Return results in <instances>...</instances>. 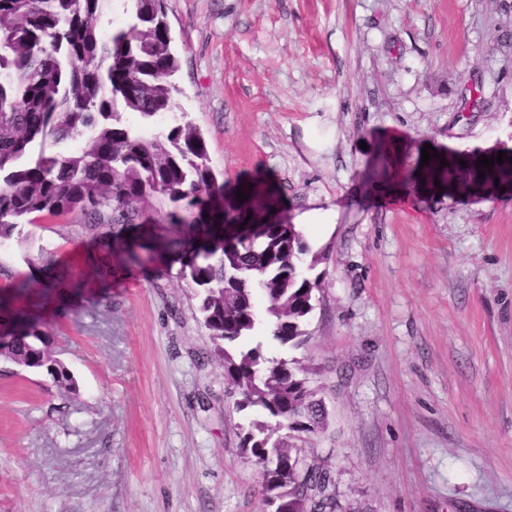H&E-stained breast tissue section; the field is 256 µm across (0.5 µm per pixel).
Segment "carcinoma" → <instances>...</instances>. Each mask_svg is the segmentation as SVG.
I'll use <instances>...</instances> for the list:
<instances>
[{
	"instance_id": "1",
	"label": "carcinoma",
	"mask_w": 512,
	"mask_h": 512,
	"mask_svg": "<svg viewBox=\"0 0 512 512\" xmlns=\"http://www.w3.org/2000/svg\"><path fill=\"white\" fill-rule=\"evenodd\" d=\"M130 20L111 32V0H0V241L20 221L80 212L82 230L102 242L97 276L112 277V256L138 266L177 260L200 289V313L238 395L254 408L243 448L257 467L274 512H338L330 470L299 458L296 441L325 428L322 401L298 362L269 357L260 336L302 346L318 282L297 270L302 231L282 222L263 194L224 198L205 139L190 122L148 137L123 114L150 122L173 112L180 60L165 35L158 0H125ZM79 141L47 153V140ZM416 168L414 185L430 190H496L512 181V162L483 167L450 154ZM466 165H461L460 161ZM484 176H479V173ZM439 183H434V180ZM168 203L162 231L147 225L144 204ZM0 321V357L47 367L73 384L48 357L50 337L35 312Z\"/></svg>"
}]
</instances>
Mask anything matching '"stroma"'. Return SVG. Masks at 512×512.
Listing matches in <instances>:
<instances>
[{
  "label": "stroma",
  "instance_id": "1",
  "mask_svg": "<svg viewBox=\"0 0 512 512\" xmlns=\"http://www.w3.org/2000/svg\"><path fill=\"white\" fill-rule=\"evenodd\" d=\"M179 110L226 189L272 184L318 281L301 361L327 425L301 453L341 512H512V191L407 181L424 145L512 150V0H165ZM398 171L388 187L375 169ZM79 216L19 224L0 289L43 261L74 383L0 357V512H270L179 265L98 280Z\"/></svg>",
  "mask_w": 512,
  "mask_h": 512
}]
</instances>
